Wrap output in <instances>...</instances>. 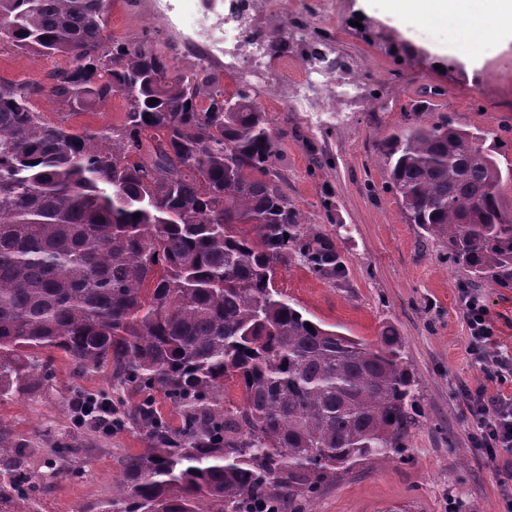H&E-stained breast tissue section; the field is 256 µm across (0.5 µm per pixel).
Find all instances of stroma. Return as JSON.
Returning <instances> with one entry per match:
<instances>
[{
	"label": "stroma",
	"instance_id": "stroma-1",
	"mask_svg": "<svg viewBox=\"0 0 512 512\" xmlns=\"http://www.w3.org/2000/svg\"><path fill=\"white\" fill-rule=\"evenodd\" d=\"M287 30H304L307 42L348 65L331 74L316 91L310 110L291 102L293 85L309 65L301 49L256 60L269 75L256 101L279 131L281 155L276 169L302 221L335 243L343 276L311 272L292 258L277 267L276 286L309 318L345 335L373 343L392 326L416 384L423 419L407 436L404 460L376 457L337 472L326 481L308 512H503L498 484L502 460L472 448L470 417L460 399L463 387L484 382L482 368L467 352L468 329L458 290L467 275L449 263L446 250L406 223L385 188L386 172L377 142L390 128L408 122L411 107L427 119L448 115L456 125L497 133L512 161V50L489 53L481 75L456 58L448 70L435 67L433 47L443 28L413 18L385 15L380 0H279ZM229 0L207 8L204 0H113L104 34L108 40L148 41L169 59L175 73L197 72L193 45L197 32L187 15L207 13L214 34H221ZM362 15L377 36L366 42L351 19ZM415 44L418 57L401 64L389 54L385 38ZM64 56L43 58L0 42V81L27 78L45 82L48 72L69 67ZM441 86L443 95L423 90ZM48 121L92 130L120 126L126 103L121 96L83 111H73L50 92L32 101ZM331 199L324 212L322 199ZM498 347L512 352V288L479 285ZM108 398L117 413L142 395L113 381L110 370L82 372L64 353H56L54 378L44 386L0 400V432L8 445L23 448L25 464L39 479L41 512H85L109 497L121 475L124 456L147 445L134 424L107 434L73 422L76 394ZM77 448L73 474H54L51 448Z\"/></svg>",
	"mask_w": 512,
	"mask_h": 512
}]
</instances>
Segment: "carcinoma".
Listing matches in <instances>:
<instances>
[{"label": "carcinoma", "instance_id": "cac0c4a2", "mask_svg": "<svg viewBox=\"0 0 512 512\" xmlns=\"http://www.w3.org/2000/svg\"><path fill=\"white\" fill-rule=\"evenodd\" d=\"M111 8L0 0V41L71 60L47 75L55 97L126 102L120 127L91 132L33 111L44 85L0 83V398L50 381L57 351L146 395L127 413L147 448L88 512H304L336 470L400 452L419 423L401 343L390 328L374 344L325 329L276 289L293 256L319 275L342 265L283 192L255 90L227 94L204 66L175 75L145 41L106 44ZM501 147L446 115L377 144L406 222L473 282L512 288ZM0 467V512H40L22 451Z\"/></svg>", "mask_w": 512, "mask_h": 512}]
</instances>
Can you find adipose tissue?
Instances as JSON below:
<instances>
[{
	"mask_svg": "<svg viewBox=\"0 0 512 512\" xmlns=\"http://www.w3.org/2000/svg\"><path fill=\"white\" fill-rule=\"evenodd\" d=\"M395 16L408 13L442 19L453 24L446 47L470 70L480 71L485 41L498 48L512 45V0H385Z\"/></svg>",
	"mask_w": 512,
	"mask_h": 512,
	"instance_id": "adipose-tissue-1",
	"label": "adipose tissue"
}]
</instances>
